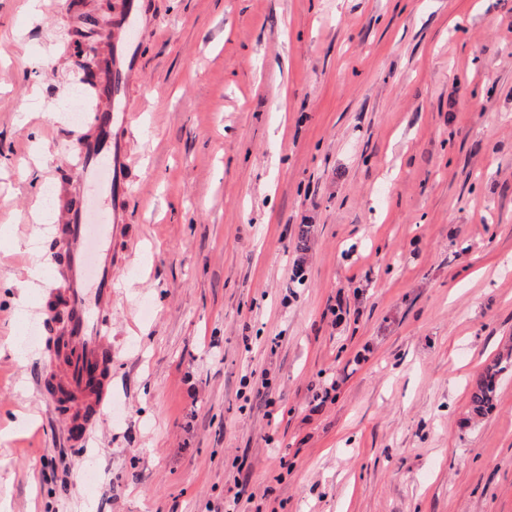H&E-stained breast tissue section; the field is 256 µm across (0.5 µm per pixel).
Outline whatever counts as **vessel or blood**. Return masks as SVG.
Masks as SVG:
<instances>
[{"label":"vessel or blood","mask_w":512,"mask_h":512,"mask_svg":"<svg viewBox=\"0 0 512 512\" xmlns=\"http://www.w3.org/2000/svg\"><path fill=\"white\" fill-rule=\"evenodd\" d=\"M143 23L140 0H116L110 48L98 68V92L108 107L90 115L91 131L75 150L72 175L59 184L54 240L65 256L57 276L66 320L55 339L61 362L39 389L51 410L75 426L98 420L112 399V238L125 220L126 178L135 162L125 140L133 122L127 100L141 72L132 33Z\"/></svg>","instance_id":"b4317fda"}]
</instances>
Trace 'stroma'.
Segmentation results:
<instances>
[{
  "label": "stroma",
  "instance_id": "1",
  "mask_svg": "<svg viewBox=\"0 0 512 512\" xmlns=\"http://www.w3.org/2000/svg\"><path fill=\"white\" fill-rule=\"evenodd\" d=\"M0 0V512H512V0H144L112 406L70 448L16 356L87 119L69 32ZM253 500H236L239 488ZM512 352L499 356L488 364L476 377L470 398V409L473 416H483L494 407L500 375L508 366H512ZM504 364V365H503Z\"/></svg>",
  "mask_w": 512,
  "mask_h": 512
}]
</instances>
